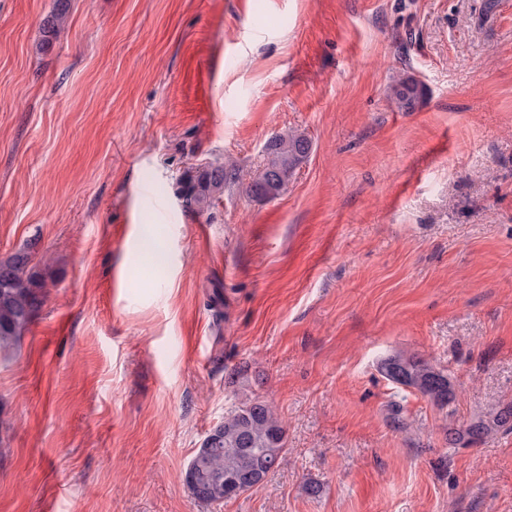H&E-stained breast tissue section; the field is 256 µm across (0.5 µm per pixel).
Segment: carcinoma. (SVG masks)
<instances>
[{"label": "carcinoma", "instance_id": "obj_1", "mask_svg": "<svg viewBox=\"0 0 512 512\" xmlns=\"http://www.w3.org/2000/svg\"><path fill=\"white\" fill-rule=\"evenodd\" d=\"M67 0L42 22L43 44L48 46L66 22ZM424 95V85L407 76L389 86L388 97L405 112L415 109ZM310 139L288 131L268 144V161L261 177L248 191L274 197L288 186L299 164L307 157ZM224 167L215 166L182 179L180 196L185 207L196 212L210 208L224 189ZM30 250L0 259V348L14 344L44 303L46 275L30 267ZM390 381L412 387L443 408L454 393L448 375L418 356H391L381 363ZM498 428L512 430V407L495 409L489 419L480 418L464 428L449 432L451 445L469 446L482 441ZM285 454V428L273 407L254 400L224 415V421L207 435L184 473L192 496L206 504L239 497L265 480Z\"/></svg>", "mask_w": 512, "mask_h": 512}]
</instances>
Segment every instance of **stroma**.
I'll use <instances>...</instances> for the list:
<instances>
[{
    "label": "stroma",
    "mask_w": 512,
    "mask_h": 512,
    "mask_svg": "<svg viewBox=\"0 0 512 512\" xmlns=\"http://www.w3.org/2000/svg\"><path fill=\"white\" fill-rule=\"evenodd\" d=\"M69 4L46 49L56 0H0V258L47 276L0 349V512H512V430L448 443L512 406V0ZM287 130L308 157L250 193ZM255 398L284 462L197 501L189 461ZM57 9L42 22L43 45L49 46L64 26L67 17V0H58ZM424 95V85L414 77L407 76L389 86L388 97L402 111H413ZM224 166H215L182 179L180 196L185 207L196 212L209 209L217 194L224 189ZM380 368L390 381L416 389L441 408L454 399L448 375L418 356H391L383 360Z\"/></svg>",
    "instance_id": "stroma-1"
}]
</instances>
